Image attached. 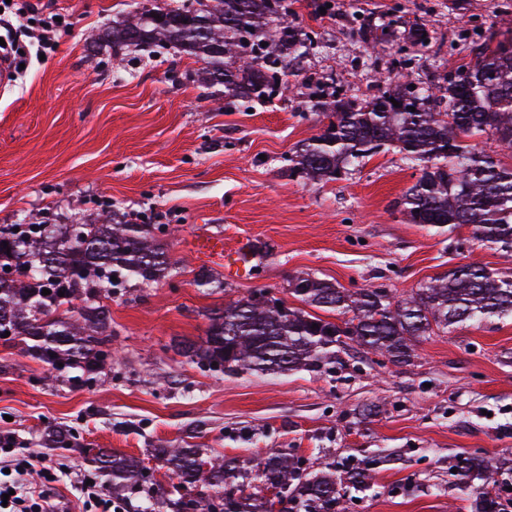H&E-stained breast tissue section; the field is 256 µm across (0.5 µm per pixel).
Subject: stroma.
Segmentation results:
<instances>
[{
    "label": "stroma",
    "instance_id": "obj_1",
    "mask_svg": "<svg viewBox=\"0 0 512 512\" xmlns=\"http://www.w3.org/2000/svg\"><path fill=\"white\" fill-rule=\"evenodd\" d=\"M24 2L62 25L42 57L13 14L0 17L24 63L0 86V225L114 211L174 230L169 280L113 294L112 365L91 382L49 376L0 342V428L60 468L57 499H73L81 448L142 457L191 443L244 461L293 448L313 466L371 463L374 486L351 492L347 512H472L477 486L449 475L448 458L512 452V317L420 339L406 365L350 348L333 370L287 375L216 373L177 345L205 338L209 310L261 289L297 306V276L401 297L461 264L512 274V251L408 222L398 202L420 171L397 150L329 182L300 179L288 162L330 121L319 90L362 98L379 77L405 76L446 95L449 72L512 31V0H290L312 45L274 98L231 106L175 48L95 44L104 24L173 0ZM423 31L438 38L427 53ZM201 232L228 248L250 242L259 267L225 278L223 260L191 252ZM203 270L213 284L196 283ZM54 426L73 429L77 447H43Z\"/></svg>",
    "mask_w": 512,
    "mask_h": 512
}]
</instances>
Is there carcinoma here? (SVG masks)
Instances as JSON below:
<instances>
[{
  "label": "carcinoma",
  "instance_id": "carcinoma-1",
  "mask_svg": "<svg viewBox=\"0 0 512 512\" xmlns=\"http://www.w3.org/2000/svg\"><path fill=\"white\" fill-rule=\"evenodd\" d=\"M291 15L288 0H182L173 8L143 9L120 28H103L99 39L147 49L177 45L203 62L205 84L224 87L227 98L253 101L275 94L292 54L306 45ZM270 24L276 34L269 40L264 29ZM474 52V63L459 66L472 72V81L460 83L448 74L446 98L409 82L360 101L331 93L333 100L325 103L330 134L296 146L290 171L312 182L333 181L393 146L423 164L400 201L409 223L451 232L466 227L478 242L512 248V167L479 147L482 138L512 147V38L493 36ZM85 226L88 239L74 244L68 224H54L50 231L43 224L0 225V268L14 270L13 279L0 281V338L22 345L51 371L91 374L112 363L113 290L131 280L159 283L170 270L159 238L169 228L137 224L113 212ZM44 289L50 294H42ZM290 293L301 306L273 309L249 295L209 312L205 339L185 342L182 353L228 375L320 372L352 343L407 364L422 337L512 315V277L477 264L451 268L401 300L384 288L350 291L309 277L295 279ZM315 308L339 318H324ZM82 453L115 490L147 482V468L134 456L102 448ZM151 456L180 488L197 490L191 501L195 512H273L276 504L285 512H345L347 487L331 465L310 471L293 448L256 464V476L264 490L276 492L275 500L247 492V471L235 458L208 457L194 445L154 448ZM511 462L456 456L449 468L482 482L475 512H501L495 488ZM371 480L357 467L348 475L354 490L369 489ZM149 491L171 512L186 508L159 483H151Z\"/></svg>",
  "mask_w": 512,
  "mask_h": 512
}]
</instances>
